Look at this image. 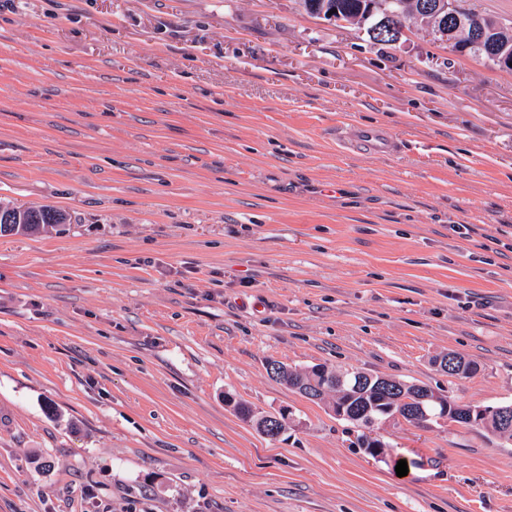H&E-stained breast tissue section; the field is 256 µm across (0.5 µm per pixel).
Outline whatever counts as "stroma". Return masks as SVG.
I'll use <instances>...</instances> for the list:
<instances>
[{"label":"stroma","mask_w":512,"mask_h":512,"mask_svg":"<svg viewBox=\"0 0 512 512\" xmlns=\"http://www.w3.org/2000/svg\"><path fill=\"white\" fill-rule=\"evenodd\" d=\"M1 200L72 222L0 235V512H512V444L373 457L267 369L512 402V70L300 0H0ZM352 139L377 153H393L396 149L395 140L387 133L373 129L360 128L351 134ZM234 411L242 420L246 422H252L255 425L257 422L259 431L271 437L277 436L280 432L283 433L288 427V423L285 420H283L282 422L281 419V415H285L286 417H288V411L286 410H283L282 412H278L276 414H273L272 416L267 417L265 425H267L268 427H272L271 422H273V424L280 422L276 425L277 433H274L273 429H260V422L262 420L263 415L258 417V415L252 409V407L248 406L247 404L237 401L236 404L234 405Z\"/></svg>","instance_id":"stroma-1"}]
</instances>
